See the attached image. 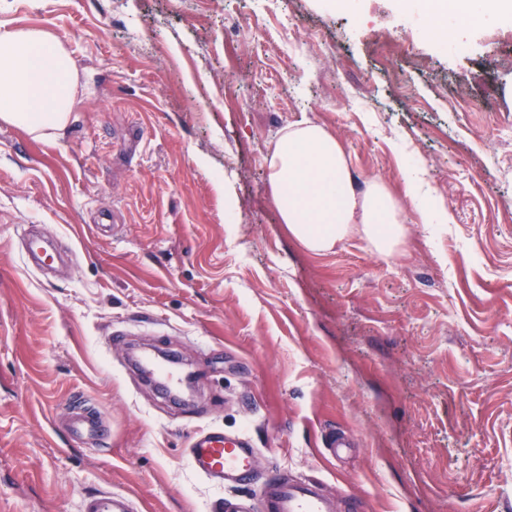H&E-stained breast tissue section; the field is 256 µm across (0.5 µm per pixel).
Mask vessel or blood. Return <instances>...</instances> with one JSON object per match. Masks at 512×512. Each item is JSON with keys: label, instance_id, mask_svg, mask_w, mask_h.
<instances>
[{"label": "vessel or blood", "instance_id": "obj_1", "mask_svg": "<svg viewBox=\"0 0 512 512\" xmlns=\"http://www.w3.org/2000/svg\"><path fill=\"white\" fill-rule=\"evenodd\" d=\"M188 456L194 471L208 480L242 483L257 477L256 450L243 436L207 428L191 438ZM267 512H329L325 498L299 479L275 478L263 484ZM84 512H135L132 496L105 493L87 501Z\"/></svg>", "mask_w": 512, "mask_h": 512}]
</instances>
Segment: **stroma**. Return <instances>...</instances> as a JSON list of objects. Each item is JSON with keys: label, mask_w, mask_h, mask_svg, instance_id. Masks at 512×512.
Here are the masks:
<instances>
[{"label": "stroma", "mask_w": 512, "mask_h": 512, "mask_svg": "<svg viewBox=\"0 0 512 512\" xmlns=\"http://www.w3.org/2000/svg\"><path fill=\"white\" fill-rule=\"evenodd\" d=\"M21 26L57 35L80 82L54 138L0 125V512L107 491L265 512L259 481L191 469L209 427L334 512H512L511 23L446 45L394 0H0ZM303 120L395 193L402 154L420 160L451 224L408 201L390 256L358 233L305 250L266 172ZM24 224L64 262L29 264ZM142 349L195 375L189 406L133 366ZM77 411L98 436L72 433Z\"/></svg>", "instance_id": "1"}]
</instances>
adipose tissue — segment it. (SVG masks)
I'll return each mask as SVG.
<instances>
[{"instance_id":"1","label":"adipose tissue","mask_w":512,"mask_h":512,"mask_svg":"<svg viewBox=\"0 0 512 512\" xmlns=\"http://www.w3.org/2000/svg\"><path fill=\"white\" fill-rule=\"evenodd\" d=\"M448 20L469 16L512 23V0H440ZM78 75L60 39L42 27L0 30V123L36 139L69 123ZM275 206L289 234L306 250L322 253L352 233L363 234L384 255L403 234L402 198L379 179L355 181L350 161L330 132L302 121L289 126L267 159ZM405 196L419 204L421 223H450L444 202L425 187L416 166H403Z\"/></svg>"}]
</instances>
